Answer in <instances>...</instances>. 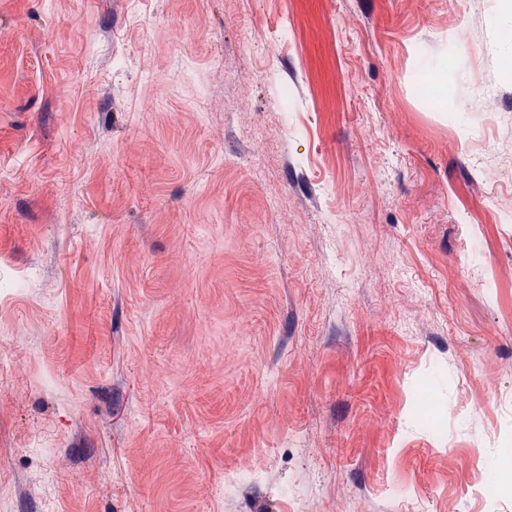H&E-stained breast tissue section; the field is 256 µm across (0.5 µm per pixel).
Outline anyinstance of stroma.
<instances>
[{"label": "stroma", "instance_id": "stroma-1", "mask_svg": "<svg viewBox=\"0 0 512 512\" xmlns=\"http://www.w3.org/2000/svg\"><path fill=\"white\" fill-rule=\"evenodd\" d=\"M511 23L0 0V512H512Z\"/></svg>", "mask_w": 512, "mask_h": 512}]
</instances>
